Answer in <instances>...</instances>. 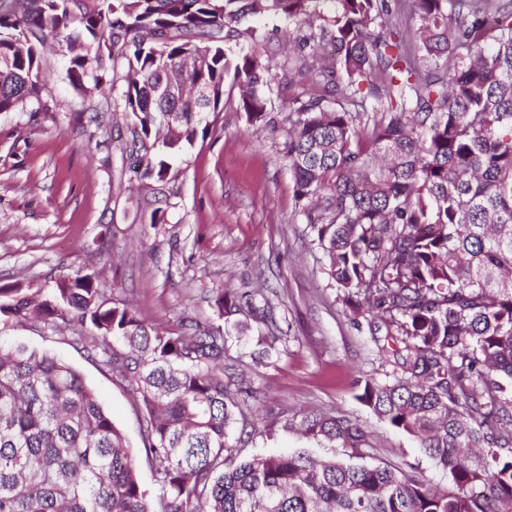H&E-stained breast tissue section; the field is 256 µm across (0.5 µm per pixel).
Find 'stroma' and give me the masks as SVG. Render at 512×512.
<instances>
[{
	"mask_svg": "<svg viewBox=\"0 0 512 512\" xmlns=\"http://www.w3.org/2000/svg\"><path fill=\"white\" fill-rule=\"evenodd\" d=\"M252 27L232 47L260 46L271 58L277 79L266 91L270 124H249L234 104L225 105L200 125L163 181L144 176L132 153L123 80L106 77L93 94L80 96L66 79L65 57L46 43L40 100L0 112V286L48 288L88 268L107 296L164 331L185 316L220 324L215 289L248 294L250 306L222 324L224 370L258 397L257 431L243 456L296 449L325 456L277 420L334 409L362 422L376 444L370 463L413 466L429 485L451 487L449 471L355 398L359 373L384 382L393 367L330 286L295 209L284 161L288 116L312 85L288 62L296 51L294 26L270 16ZM0 341L49 352L81 374L139 456L140 483L158 512V486L143 459V414L131 387L72 345L69 331L0 316Z\"/></svg>",
	"mask_w": 512,
	"mask_h": 512,
	"instance_id": "1",
	"label": "stroma"
}]
</instances>
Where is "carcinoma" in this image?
<instances>
[{
	"instance_id": "cac0c4a2",
	"label": "carcinoma",
	"mask_w": 512,
	"mask_h": 512,
	"mask_svg": "<svg viewBox=\"0 0 512 512\" xmlns=\"http://www.w3.org/2000/svg\"><path fill=\"white\" fill-rule=\"evenodd\" d=\"M302 32L313 87L289 117L295 208L330 284L364 315L393 380L356 379V399L450 471L306 451L241 457L252 391L224 374L222 327L147 326L78 270L30 294L0 286V315L74 332L128 383L161 512H507L512 505V0H0V112L39 98L41 47H66L80 95L122 61L145 176L164 180L204 116L224 103L269 123L273 67L228 42L249 17ZM189 86L168 91L183 54ZM228 322L237 297L217 288ZM330 448L374 447L336 411L302 418ZM0 512H151L136 458L81 375L0 344Z\"/></svg>"
}]
</instances>
